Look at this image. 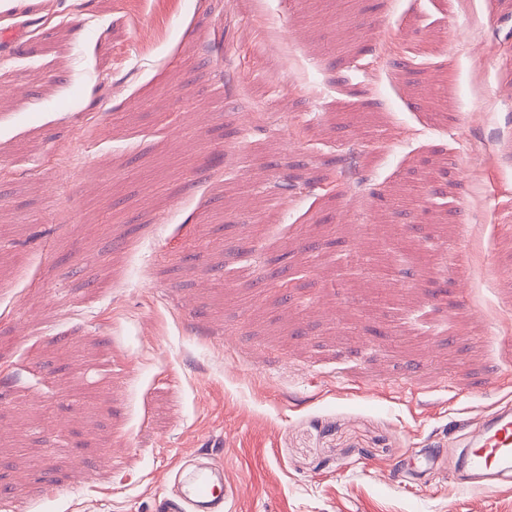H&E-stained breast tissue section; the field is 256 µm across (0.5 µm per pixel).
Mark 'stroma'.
<instances>
[{"label":"stroma","instance_id":"1","mask_svg":"<svg viewBox=\"0 0 512 512\" xmlns=\"http://www.w3.org/2000/svg\"><path fill=\"white\" fill-rule=\"evenodd\" d=\"M3 38L0 512H159L189 455L227 512H512L454 475L512 404V0H0Z\"/></svg>","mask_w":512,"mask_h":512}]
</instances>
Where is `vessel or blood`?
<instances>
[{
  "label": "vessel or blood",
  "mask_w": 512,
  "mask_h": 512,
  "mask_svg": "<svg viewBox=\"0 0 512 512\" xmlns=\"http://www.w3.org/2000/svg\"><path fill=\"white\" fill-rule=\"evenodd\" d=\"M462 475L470 486L490 490L512 478V406L487 413L460 453ZM179 490L167 499L166 512H222L224 469L185 460L176 475Z\"/></svg>",
  "instance_id": "vessel-or-blood-1"
}]
</instances>
